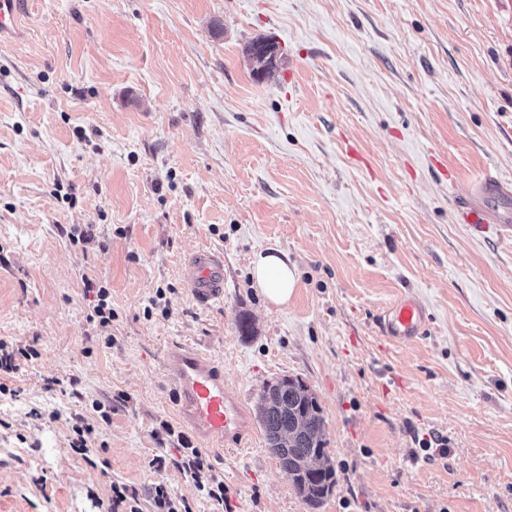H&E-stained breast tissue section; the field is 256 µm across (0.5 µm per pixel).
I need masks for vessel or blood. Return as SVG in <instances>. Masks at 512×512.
Instances as JSON below:
<instances>
[{
    "label": "vessel or blood",
    "instance_id": "vessel-or-blood-1",
    "mask_svg": "<svg viewBox=\"0 0 512 512\" xmlns=\"http://www.w3.org/2000/svg\"><path fill=\"white\" fill-rule=\"evenodd\" d=\"M19 0H0V36L18 28ZM501 198L500 206H489L490 198ZM460 223L496 224L512 229V188L496 178H487L457 207ZM185 286L192 299L206 307L224 296V256L203 248L187 262ZM425 311L412 298H402L384 310L377 326L387 346L422 336ZM163 369L173 384L181 418L200 445L218 442L240 444L250 426V414L238 394L224 382V371L216 361L189 347L170 349Z\"/></svg>",
    "mask_w": 512,
    "mask_h": 512
}]
</instances>
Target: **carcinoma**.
Wrapping results in <instances>:
<instances>
[{
	"label": "carcinoma",
	"mask_w": 512,
	"mask_h": 512,
	"mask_svg": "<svg viewBox=\"0 0 512 512\" xmlns=\"http://www.w3.org/2000/svg\"><path fill=\"white\" fill-rule=\"evenodd\" d=\"M280 393L268 406L257 405L258 420L266 437L288 435L286 446L274 449L280 465L288 469L303 503L317 508L336 484L324 440V420L315 394L299 378L279 382Z\"/></svg>",
	"instance_id": "carcinoma-1"
}]
</instances>
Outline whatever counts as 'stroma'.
Segmentation results:
<instances>
[{"label":"stroma","mask_w":512,"mask_h":512,"mask_svg":"<svg viewBox=\"0 0 512 512\" xmlns=\"http://www.w3.org/2000/svg\"><path fill=\"white\" fill-rule=\"evenodd\" d=\"M20 17L0 42V339L39 356L0 373V512H107L116 483L142 512L157 484L212 512L150 465L179 454L164 427L189 433L161 370L176 345L215 357L248 410L285 376L321 406L332 493L304 504L256 423L204 451L232 512H512V234L455 219L485 177L512 181V0H21ZM258 39L278 49L261 80ZM198 248L224 255L207 307L184 286ZM278 250L300 270L283 306L250 273ZM86 274L109 332L86 320ZM407 295L426 333L383 350L374 318ZM438 436L447 454L422 449ZM85 288L88 291L96 288V304L93 305L91 313L87 315V321L95 323L98 321V325L102 328H107L112 324V304L109 300V291L104 286H98L96 279L84 275L82 277ZM97 318V319H96Z\"/></svg>","instance_id":"obj_1"}]
</instances>
